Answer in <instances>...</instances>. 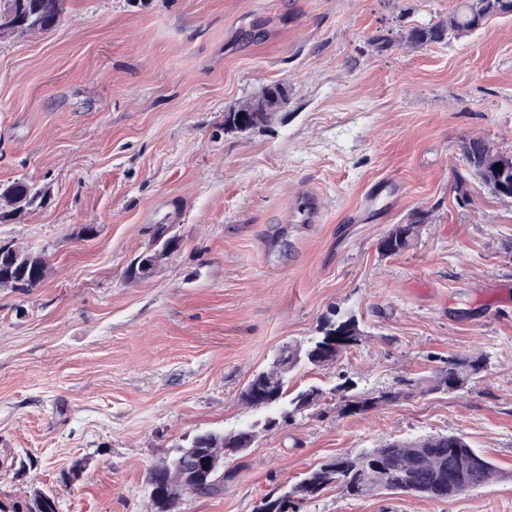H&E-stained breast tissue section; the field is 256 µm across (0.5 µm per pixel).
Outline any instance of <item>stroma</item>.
<instances>
[{
    "instance_id": "1",
    "label": "stroma",
    "mask_w": 512,
    "mask_h": 512,
    "mask_svg": "<svg viewBox=\"0 0 512 512\" xmlns=\"http://www.w3.org/2000/svg\"><path fill=\"white\" fill-rule=\"evenodd\" d=\"M459 3L65 0L53 30L0 38V185L51 192L0 224L51 266L28 294L0 288V499L147 512L154 465L252 423L223 492L183 512H254L332 457L447 433L499 478L447 500L331 485L300 512H512V199L473 179L463 204L455 188L460 141L512 154V15L420 48L370 44ZM273 83L288 102L267 126L225 133V111ZM311 196L318 224L296 219ZM419 212L413 245L382 255ZM161 227L178 248L130 275ZM333 309L365 340L291 372L289 390L326 396L264 429L241 391ZM481 354L465 388L429 390L448 358ZM343 374L366 396L414 385L345 416Z\"/></svg>"
}]
</instances>
